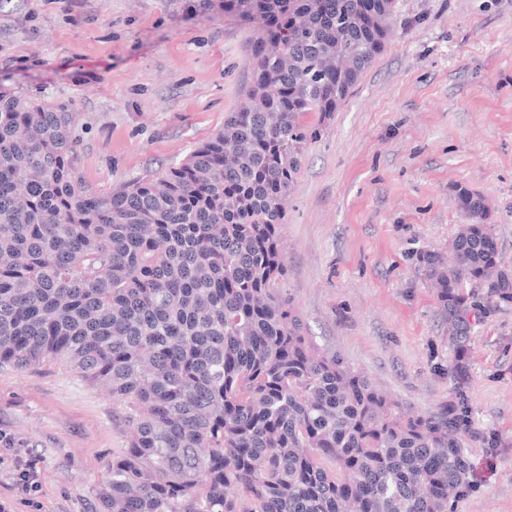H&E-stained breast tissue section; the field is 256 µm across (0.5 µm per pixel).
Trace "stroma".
I'll return each mask as SVG.
<instances>
[{
	"label": "stroma",
	"instance_id": "obj_1",
	"mask_svg": "<svg viewBox=\"0 0 512 512\" xmlns=\"http://www.w3.org/2000/svg\"><path fill=\"white\" fill-rule=\"evenodd\" d=\"M249 39L224 0H0V91L75 113L76 171L106 193L222 128ZM323 127L279 229L282 290L321 350L413 413H439L455 354L415 254L447 251L463 186L490 204L512 264V0H396L381 53ZM464 361L476 490L459 512H512V310L475 326ZM127 432L76 374L0 368V502L98 512ZM21 459L38 474L28 495Z\"/></svg>",
	"mask_w": 512,
	"mask_h": 512
}]
</instances>
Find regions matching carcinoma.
<instances>
[{
  "mask_svg": "<svg viewBox=\"0 0 512 512\" xmlns=\"http://www.w3.org/2000/svg\"><path fill=\"white\" fill-rule=\"evenodd\" d=\"M253 25L244 103L176 166L97 192L73 115L0 93V368L68 367L132 433L99 512H458L475 488L464 354L512 309L491 208L457 188L450 257L417 254L455 400L408 415L306 336L278 230L302 154L384 47L395 0H224Z\"/></svg>",
  "mask_w": 512,
  "mask_h": 512,
  "instance_id": "carcinoma-1",
  "label": "carcinoma"
}]
</instances>
